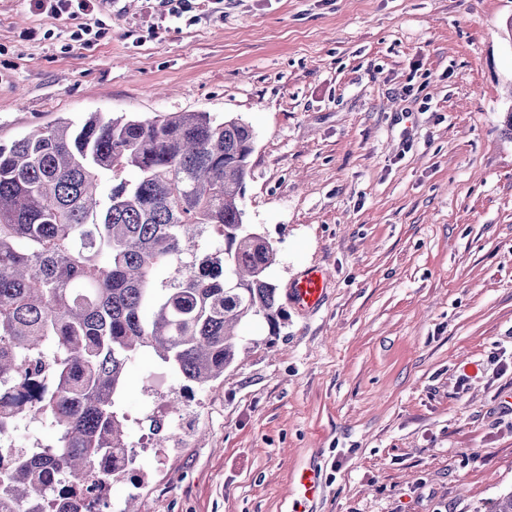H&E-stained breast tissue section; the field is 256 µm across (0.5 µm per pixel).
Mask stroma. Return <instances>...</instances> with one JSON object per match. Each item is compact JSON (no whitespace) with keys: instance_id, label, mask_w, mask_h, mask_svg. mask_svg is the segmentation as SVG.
<instances>
[{"instance_id":"obj_1","label":"stroma","mask_w":512,"mask_h":512,"mask_svg":"<svg viewBox=\"0 0 512 512\" xmlns=\"http://www.w3.org/2000/svg\"><path fill=\"white\" fill-rule=\"evenodd\" d=\"M164 12L103 0L85 46L0 0V142L90 112L255 133L241 206L285 325H251L203 388L138 357L121 409L144 468L107 512H485L512 491V0ZM312 266L325 299L302 312L288 290Z\"/></svg>"}]
</instances>
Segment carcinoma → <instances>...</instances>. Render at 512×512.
<instances>
[{
	"label": "carcinoma",
	"instance_id": "carcinoma-1",
	"mask_svg": "<svg viewBox=\"0 0 512 512\" xmlns=\"http://www.w3.org/2000/svg\"><path fill=\"white\" fill-rule=\"evenodd\" d=\"M254 132L207 112H91L0 142V390L48 371L28 414L56 443L0 470V512H102L136 462L116 406L152 350L200 387L285 316L271 242L244 223Z\"/></svg>",
	"mask_w": 512,
	"mask_h": 512
}]
</instances>
